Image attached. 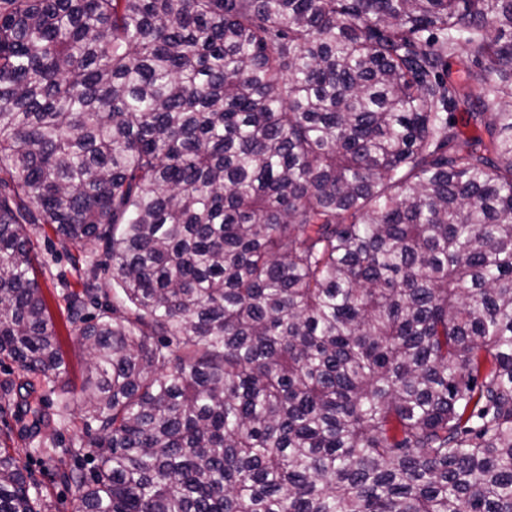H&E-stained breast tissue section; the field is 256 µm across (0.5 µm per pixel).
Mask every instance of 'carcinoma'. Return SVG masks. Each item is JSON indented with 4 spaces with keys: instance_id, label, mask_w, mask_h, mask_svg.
Wrapping results in <instances>:
<instances>
[{
    "instance_id": "obj_1",
    "label": "carcinoma",
    "mask_w": 512,
    "mask_h": 512,
    "mask_svg": "<svg viewBox=\"0 0 512 512\" xmlns=\"http://www.w3.org/2000/svg\"><path fill=\"white\" fill-rule=\"evenodd\" d=\"M35 224L107 259L74 512H512V0H0V362L53 393Z\"/></svg>"
}]
</instances>
